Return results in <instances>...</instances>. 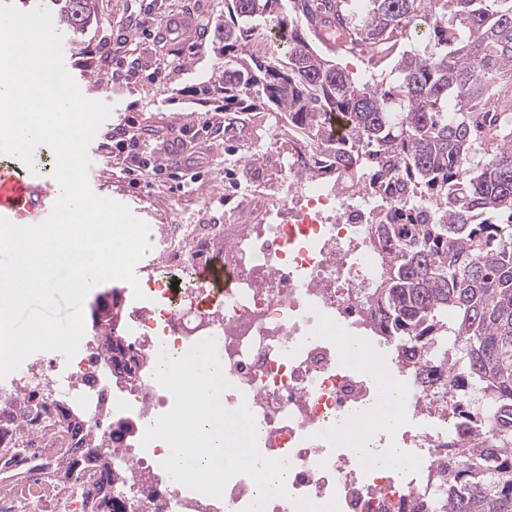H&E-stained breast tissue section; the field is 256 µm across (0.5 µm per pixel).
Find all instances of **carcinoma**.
<instances>
[{"label":"carcinoma","instance_id":"obj_1","mask_svg":"<svg viewBox=\"0 0 512 512\" xmlns=\"http://www.w3.org/2000/svg\"><path fill=\"white\" fill-rule=\"evenodd\" d=\"M76 33L92 0H44ZM224 0L208 48L224 70L206 89L226 112H275L296 155L316 157L298 177L353 169L399 183L387 201L402 224H376L384 271L369 289L381 333L403 353L424 354L432 391H458L473 430L448 466L444 512H512V0ZM335 15L349 44L395 58L359 83L322 50L306 20ZM420 35L421 42L398 51ZM345 118L348 140L328 120ZM100 336L124 372L128 349L100 320ZM45 445L69 447L62 427Z\"/></svg>","mask_w":512,"mask_h":512}]
</instances>
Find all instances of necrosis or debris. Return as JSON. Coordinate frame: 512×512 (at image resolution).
Segmentation results:
<instances>
[{
	"instance_id": "1",
	"label": "necrosis or debris",
	"mask_w": 512,
	"mask_h": 512,
	"mask_svg": "<svg viewBox=\"0 0 512 512\" xmlns=\"http://www.w3.org/2000/svg\"><path fill=\"white\" fill-rule=\"evenodd\" d=\"M300 168L293 152L269 150L267 180L236 193L220 230L171 225L156 257L141 269L143 299L115 288L112 297L125 317L120 342L146 362L132 384H118L111 360L89 336L73 358L59 351L30 356L0 379V409L14 406L20 392L51 387L47 399L24 405L22 447H15L13 432L0 431V448L13 449L0 455V480L18 489L0 496V512H104L85 498L94 479L86 458L92 434L115 476L100 495L124 499L126 512H245L257 497L251 478L229 480L216 499L172 482L162 466L163 448L142 442L147 427L174 403L153 377L157 351L181 357L208 338L217 341L229 383L225 409L247 406L260 453L288 464V494L270 499L265 512H439L448 488L438 470L461 434L458 396L428 391L419 365L380 334L367 310L365 290L382 264L365 218L393 189L354 195L313 179L295 181ZM215 261L232 276L219 297L196 278L200 267ZM342 336L365 347L363 362L344 356ZM376 372L404 389L406 429L372 436L376 444L405 448L410 462L400 469L374 468L326 435L371 407ZM51 418L72 443L74 468L66 480L38 437ZM122 423L130 431L120 438Z\"/></svg>"
}]
</instances>
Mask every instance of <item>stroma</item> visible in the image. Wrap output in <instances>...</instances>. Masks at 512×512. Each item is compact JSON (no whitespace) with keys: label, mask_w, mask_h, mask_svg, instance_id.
Listing matches in <instances>:
<instances>
[{"label":"stroma","mask_w":512,"mask_h":512,"mask_svg":"<svg viewBox=\"0 0 512 512\" xmlns=\"http://www.w3.org/2000/svg\"><path fill=\"white\" fill-rule=\"evenodd\" d=\"M95 18L77 36L69 37L65 68L89 100L111 105L108 123L135 122L145 139L165 146L172 135L175 114L197 128L195 167L200 184L181 185L165 175L152 179L150 187L133 186L121 167L109 156L104 136L90 142L88 151L97 158L89 167L88 180L99 196L127 205L133 214L161 231L171 213L182 223H195L204 214L223 217L237 184H250L260 173L266 149L278 140L281 118L272 112H227L220 102L200 96L223 62L207 49L198 29L187 35L171 34L137 38L135 52L120 42L132 21L148 28L161 26L168 16L193 11L199 25L214 21L224 12V0H93ZM110 42L112 59L134 66V83L110 80L101 69L96 50Z\"/></svg>","instance_id":"1"}]
</instances>
